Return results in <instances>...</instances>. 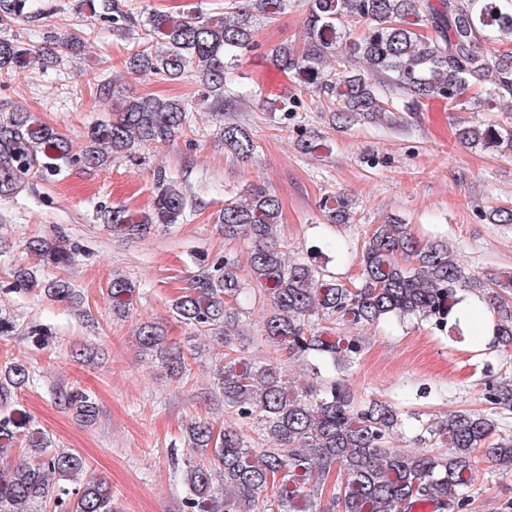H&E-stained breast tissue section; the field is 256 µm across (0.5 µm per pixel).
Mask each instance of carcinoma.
<instances>
[{"label": "carcinoma", "mask_w": 512, "mask_h": 512, "mask_svg": "<svg viewBox=\"0 0 512 512\" xmlns=\"http://www.w3.org/2000/svg\"><path fill=\"white\" fill-rule=\"evenodd\" d=\"M291 0H227V12L202 11L169 15L153 11L137 20L118 0H76V10L92 9L112 30L141 33L140 46L128 57L131 75L155 73L172 81H195L204 89L203 103L224 117L226 88L241 54L253 48L252 11L274 20ZM53 11L33 0H0V28L15 23L41 27ZM306 41L301 48L281 44L270 61L294 79L292 97L265 98L268 112H288V104L311 93L320 105L350 121L381 117L401 110L418 111L433 100L454 110L465 97L485 112L512 99V0H307ZM47 48L33 50L17 36L0 37V75L26 72L33 53L41 67L57 64L52 46L74 53L84 38L44 32ZM335 65H329V62ZM190 104L151 95L128 97L112 108V117L89 127L85 143L74 151L71 140L23 109L0 117V199L14 194L28 177L51 181L67 167L100 168L129 157L136 148L165 144L183 134ZM224 145L250 158L256 145L242 127L220 129ZM459 138L485 149L512 152V126H467ZM158 192L151 210L134 213L113 207L101 214L117 236L136 237L155 224L184 219L188 199L175 181L157 172ZM332 224L352 219L350 200L336 196L324 207ZM224 225V238L252 244L250 281L238 274L226 256L202 266L189 286L172 300L175 318L224 348V363L214 371L213 386L237 425L215 432L206 420L186 426L188 447L202 457L186 463L182 481L191 512H412L430 503L434 512H463L465 488L479 460L492 459L512 472V443L494 442L497 422L487 414L456 412L448 421L423 432L428 440L449 448L446 455L405 454L387 447L390 434L403 425L396 407L381 400L355 402L336 363L357 353L352 336L318 329L328 320L379 323L418 316L443 328L462 318V291L481 288L482 300L494 316L492 338L512 342V271L489 282L473 277L452 257L446 245L423 243L409 225L387 220L369 232L361 251L363 272L357 282H343L308 261H288L276 239L281 207L265 188L251 186L244 198L224 204L214 217ZM27 250L50 266H70L79 246L33 238ZM16 280L55 301L74 299L63 279L38 278L20 268ZM269 297L273 311L262 338L289 360L303 361L312 381L290 391L282 362L251 361L235 332L239 313L230 306L247 283ZM139 288L120 276L112 278L107 299L112 313L126 316ZM142 355L158 360L172 379L190 371L199 348L184 353L166 342L164 331L144 322L137 327ZM27 363L16 360L0 371V402L30 382ZM495 411H512V388L486 389ZM66 407L83 422L95 420L96 406L82 391L66 396ZM275 443L255 450L246 430ZM23 445L25 460L10 465L9 453ZM0 512H41L54 502L57 512H117L112 490L101 479H83L82 458L52 448V441L26 412L0 411ZM337 471L344 479L324 499L326 480Z\"/></svg>", "instance_id": "carcinoma-1"}]
</instances>
